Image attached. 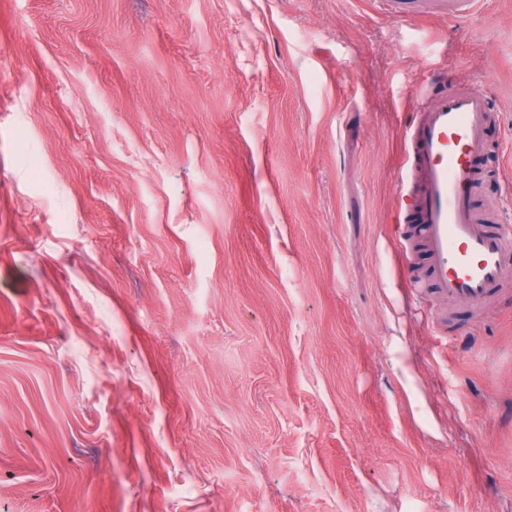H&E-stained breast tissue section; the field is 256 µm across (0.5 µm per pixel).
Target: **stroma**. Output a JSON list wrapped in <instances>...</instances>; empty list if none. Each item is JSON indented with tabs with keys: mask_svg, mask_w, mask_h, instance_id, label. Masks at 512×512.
Here are the masks:
<instances>
[{
	"mask_svg": "<svg viewBox=\"0 0 512 512\" xmlns=\"http://www.w3.org/2000/svg\"><path fill=\"white\" fill-rule=\"evenodd\" d=\"M512 162V0H0V512H512V290L407 288L434 69Z\"/></svg>",
	"mask_w": 512,
	"mask_h": 512,
	"instance_id": "obj_1",
	"label": "stroma"
}]
</instances>
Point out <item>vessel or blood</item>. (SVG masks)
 Wrapping results in <instances>:
<instances>
[{
  "instance_id": "1",
  "label": "vessel or blood",
  "mask_w": 512,
  "mask_h": 512,
  "mask_svg": "<svg viewBox=\"0 0 512 512\" xmlns=\"http://www.w3.org/2000/svg\"><path fill=\"white\" fill-rule=\"evenodd\" d=\"M491 113L489 98L468 80L437 71L415 97L397 185L401 238L418 232L429 266L428 277H411L409 287L473 312L512 288V165L497 168L494 222L477 201L482 174L473 161L488 149Z\"/></svg>"
}]
</instances>
